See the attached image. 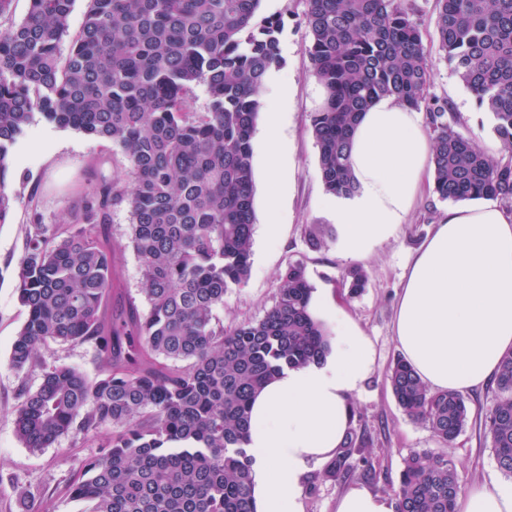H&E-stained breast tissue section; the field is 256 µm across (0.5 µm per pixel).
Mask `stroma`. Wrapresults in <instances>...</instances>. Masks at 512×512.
Here are the masks:
<instances>
[{
	"instance_id": "1",
	"label": "stroma",
	"mask_w": 512,
	"mask_h": 512,
	"mask_svg": "<svg viewBox=\"0 0 512 512\" xmlns=\"http://www.w3.org/2000/svg\"><path fill=\"white\" fill-rule=\"evenodd\" d=\"M417 22L428 50L430 95L448 104V121L458 131L478 137L480 143L498 145L489 112L479 107L474 95L443 58L436 32V0H401ZM305 0H261L257 19L278 16L283 20L282 67L271 70L268 81H286L290 103L280 115V131L288 143L283 185L267 174V147L254 134L253 206L254 231L250 275L241 287L224 297L217 315L225 328L261 319L275 302L279 275L288 262L307 268L314 292H323L345 311L369 336L376 350L371 375L350 398L349 431L361 440L338 477H325L324 466L309 474L304 488L305 512H335L336 499L346 488L362 484L385 497H393L404 458L414 451H430L452 458L463 490L506 482L497 466L484 420L496 404L493 387L465 394L471 415L464 431L452 445L439 443L422 422L408 418L398 406L386 379L392 362L400 357L394 339V323L407 264L447 209L434 191L421 194L394 237L372 252L347 258L339 251L338 238L326 248L313 251L306 243L308 228L317 224L336 229L319 173L318 147L311 118L318 107L313 99L316 79L303 50L307 28ZM14 189L18 194L13 217L0 224V512H24V496H33L41 512H82L83 503L72 500L66 487L78 472L82 459L93 453L99 435L65 437L53 447L30 451L17 438L13 417L21 390L36 389L42 371H17L9 356L12 342L26 319L17 299L13 268L25 247V226L32 213L43 223H60L73 202L101 179L122 175L124 155L111 142L95 141L72 129H59L34 118L14 148ZM281 229L278 240L264 233L268 219ZM129 213L126 205L112 210L110 223L100 236L113 248L112 292L105 304L108 317L122 316L128 305L143 306L140 263L128 245ZM354 267L368 275L364 290L350 294L345 273ZM46 364L64 363L88 376H97L101 362L86 344L55 343L44 353Z\"/></svg>"
}]
</instances>
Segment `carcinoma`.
<instances>
[{"mask_svg": "<svg viewBox=\"0 0 512 512\" xmlns=\"http://www.w3.org/2000/svg\"><path fill=\"white\" fill-rule=\"evenodd\" d=\"M0 0V224L17 194V139L38 114L50 125L110 141L126 156L124 177L101 179L59 224L33 213L14 267L27 319L11 348L17 370L42 367L14 413L32 451L63 436L112 433L82 460L69 496L84 512H257L245 448L250 400L285 369L330 351L310 312L303 263L280 274L275 304L256 321L224 330L216 310L250 273L254 229L252 136L268 72L283 65V22L254 23L261 0H85L67 54L75 0H29L13 19ZM444 59L493 118L508 157H494L448 123L428 96L430 70L417 23L398 0H306L304 50L327 90L312 117L328 194L357 191L351 134L375 99L426 108L434 193L442 201L496 199L512 207V0H438ZM206 94L197 107V88ZM126 203L128 243L139 259L146 308L107 321L112 246L97 232ZM328 233L310 228L312 250ZM350 293L367 284L355 268ZM55 343L91 344L103 363L90 378L43 365ZM388 381L403 412L442 443L465 429L470 409L455 391H433L402 357ZM485 420L500 470L512 476V351L495 379ZM358 451L352 437L327 465L334 477ZM460 480L443 455L403 459L396 512H456Z\"/></svg>", "mask_w": 512, "mask_h": 512, "instance_id": "carcinoma-1", "label": "carcinoma"}]
</instances>
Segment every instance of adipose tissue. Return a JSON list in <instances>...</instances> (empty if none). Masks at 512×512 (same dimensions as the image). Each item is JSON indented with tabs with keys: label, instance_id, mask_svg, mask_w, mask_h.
Instances as JSON below:
<instances>
[{
	"label": "adipose tissue",
	"instance_id": "1",
	"mask_svg": "<svg viewBox=\"0 0 512 512\" xmlns=\"http://www.w3.org/2000/svg\"><path fill=\"white\" fill-rule=\"evenodd\" d=\"M431 158L420 112L392 96L364 112L350 150L357 191L333 205L344 256L371 252L405 224ZM394 338L431 389L462 393L495 378L512 350V210L484 203L442 214L404 276ZM375 362L371 339L344 317L324 360L284 370L255 397L248 448L257 512H304L306 476L340 452L350 397ZM457 512H512V483L471 490Z\"/></svg>",
	"mask_w": 512,
	"mask_h": 512
}]
</instances>
